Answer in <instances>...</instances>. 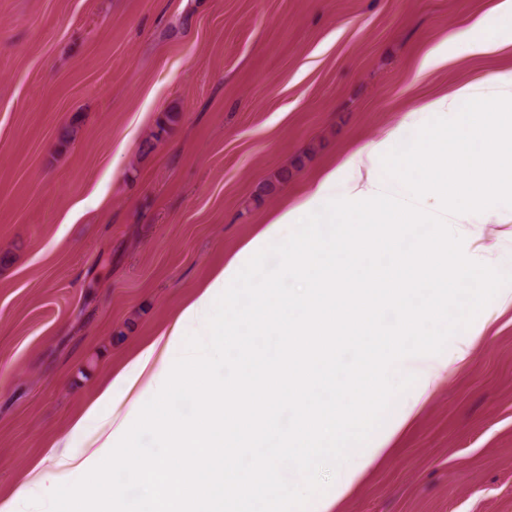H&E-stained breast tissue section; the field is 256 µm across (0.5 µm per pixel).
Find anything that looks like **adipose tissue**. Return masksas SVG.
<instances>
[{
    "label": "adipose tissue",
    "mask_w": 512,
    "mask_h": 512,
    "mask_svg": "<svg viewBox=\"0 0 512 512\" xmlns=\"http://www.w3.org/2000/svg\"><path fill=\"white\" fill-rule=\"evenodd\" d=\"M499 31L512 34V0H498L488 18L424 63L488 52ZM423 110L442 117L439 135L392 133L378 145L383 168L359 154L346 161L343 202L330 200L338 174L329 172L249 243L254 251L283 235L284 272L303 280L300 293L243 287V266L229 261L70 427L71 437L83 435L107 407L109 431L82 457L63 443L49 448L52 470L36 471L34 485L64 512H87L92 502L105 512H328L384 450L385 440L371 438L379 420L391 415L394 429L404 427L421 387L439 380L449 359H464L462 349L436 355L432 337L452 327L478 336L467 315H491L479 291L505 271L501 263L453 268L448 227L512 221V71L456 85ZM428 191L442 196L444 211L410 207ZM310 215L328 232L291 235ZM451 288L470 296L454 311ZM388 305L402 315L391 331L379 324ZM241 343L252 364L233 382H214L201 347ZM345 344L363 362L344 378L335 355ZM176 388L203 405L201 418L173 417ZM141 424L162 426L159 452L140 448ZM329 464L336 481L325 487L317 474ZM59 469L74 481L60 482Z\"/></svg>",
    "instance_id": "obj_1"
}]
</instances>
